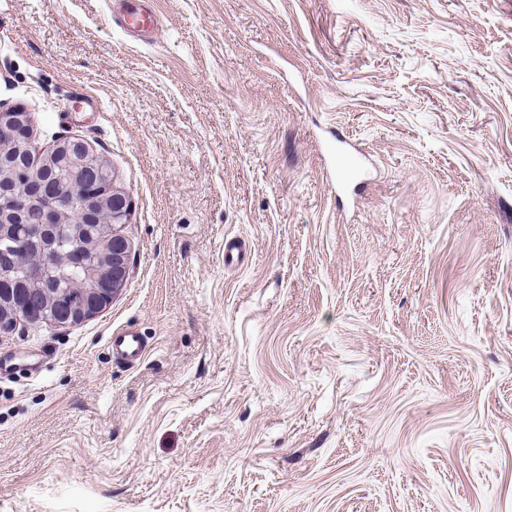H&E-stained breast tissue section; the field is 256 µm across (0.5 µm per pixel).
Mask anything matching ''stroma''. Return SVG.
<instances>
[{
  "mask_svg": "<svg viewBox=\"0 0 512 512\" xmlns=\"http://www.w3.org/2000/svg\"><path fill=\"white\" fill-rule=\"evenodd\" d=\"M152 3L0 0V109L131 206L106 308L0 333V512H512V0ZM109 24L117 22L127 33L142 36L149 34L157 23V16L149 6H135L124 9L118 17L113 14L108 19ZM140 334L136 329L126 328L112 336V353L130 363L131 366L139 363L146 349Z\"/></svg>",
  "mask_w": 512,
  "mask_h": 512,
  "instance_id": "1",
  "label": "stroma"
}]
</instances>
